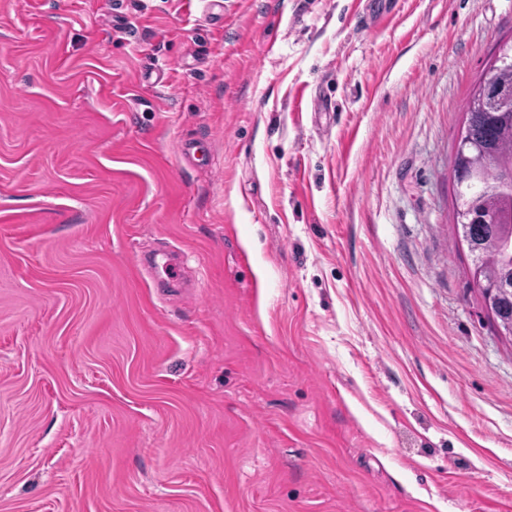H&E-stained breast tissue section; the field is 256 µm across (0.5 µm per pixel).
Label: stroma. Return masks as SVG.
<instances>
[{
	"label": "stroma",
	"mask_w": 512,
	"mask_h": 512,
	"mask_svg": "<svg viewBox=\"0 0 512 512\" xmlns=\"http://www.w3.org/2000/svg\"><path fill=\"white\" fill-rule=\"evenodd\" d=\"M0 0V512H512L454 237L512 0Z\"/></svg>",
	"instance_id": "1"
}]
</instances>
